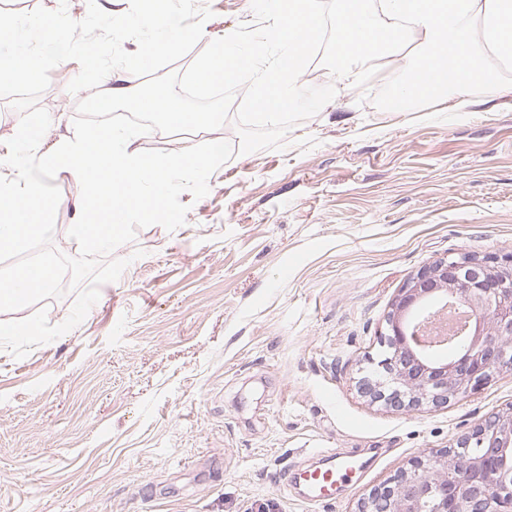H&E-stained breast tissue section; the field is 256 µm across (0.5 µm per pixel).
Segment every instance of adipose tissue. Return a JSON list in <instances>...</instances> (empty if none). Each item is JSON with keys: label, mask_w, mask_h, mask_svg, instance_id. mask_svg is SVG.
I'll return each instance as SVG.
<instances>
[{"label": "adipose tissue", "mask_w": 512, "mask_h": 512, "mask_svg": "<svg viewBox=\"0 0 512 512\" xmlns=\"http://www.w3.org/2000/svg\"><path fill=\"white\" fill-rule=\"evenodd\" d=\"M337 92L359 88L383 61L417 42L419 59L439 74L431 85L412 67L396 102L444 100L460 112L470 93L498 89L496 69L512 64V0H336Z\"/></svg>", "instance_id": "ef3b65f1"}]
</instances>
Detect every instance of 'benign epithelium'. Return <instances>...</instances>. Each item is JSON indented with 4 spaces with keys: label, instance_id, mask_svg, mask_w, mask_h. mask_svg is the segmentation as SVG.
Here are the masks:
<instances>
[{
    "label": "benign epithelium",
    "instance_id": "7a95c632",
    "mask_svg": "<svg viewBox=\"0 0 512 512\" xmlns=\"http://www.w3.org/2000/svg\"><path fill=\"white\" fill-rule=\"evenodd\" d=\"M455 304L471 312L468 331L437 359L418 348L422 325ZM386 324L382 379L363 381L365 393L396 408L468 395L494 371L512 368V253L432 262L401 289ZM357 512H512V414L493 413L456 446L400 468Z\"/></svg>",
    "mask_w": 512,
    "mask_h": 512
}]
</instances>
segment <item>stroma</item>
Segmentation results:
<instances>
[{
	"mask_svg": "<svg viewBox=\"0 0 512 512\" xmlns=\"http://www.w3.org/2000/svg\"><path fill=\"white\" fill-rule=\"evenodd\" d=\"M209 39L255 24L252 0H197ZM80 66L38 104L51 148L72 134ZM396 65L294 125L284 149L237 155L184 225L137 230L85 319L21 359L0 350V512H355L415 457L512 412V370L463 399L397 411L373 377L401 288L454 253L512 252V90L381 109ZM216 132L140 140L182 149ZM366 467L333 501L296 483L326 453Z\"/></svg>",
	"mask_w": 512,
	"mask_h": 512,
	"instance_id": "1",
	"label": "stroma"
}]
</instances>
